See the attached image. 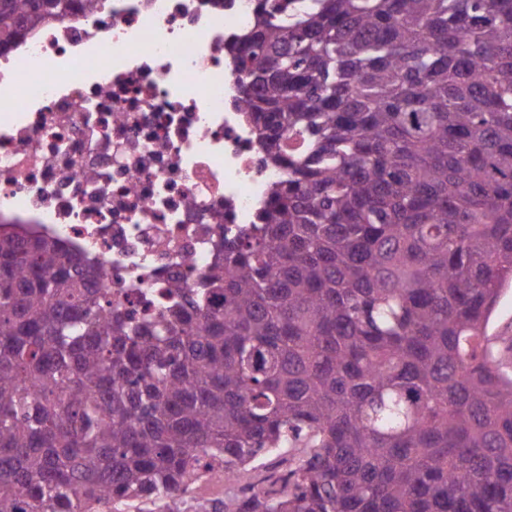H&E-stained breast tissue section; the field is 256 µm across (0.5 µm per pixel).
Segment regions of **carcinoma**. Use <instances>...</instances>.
Here are the masks:
<instances>
[{"label": "carcinoma", "mask_w": 512, "mask_h": 512, "mask_svg": "<svg viewBox=\"0 0 512 512\" xmlns=\"http://www.w3.org/2000/svg\"><path fill=\"white\" fill-rule=\"evenodd\" d=\"M72 0H0V45ZM225 45L258 221L135 320L43 235L0 237V512H512V0H255ZM494 355L503 366L512 370V290L502 294L488 327Z\"/></svg>", "instance_id": "carcinoma-1"}]
</instances>
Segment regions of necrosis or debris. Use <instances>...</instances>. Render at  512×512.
<instances>
[{
	"mask_svg": "<svg viewBox=\"0 0 512 512\" xmlns=\"http://www.w3.org/2000/svg\"><path fill=\"white\" fill-rule=\"evenodd\" d=\"M254 19V0H98L0 48V227L87 258L122 309L195 288L284 177L224 54Z\"/></svg>",
	"mask_w": 512,
	"mask_h": 512,
	"instance_id": "4bbe7bcc",
	"label": "necrosis or debris"
}]
</instances>
